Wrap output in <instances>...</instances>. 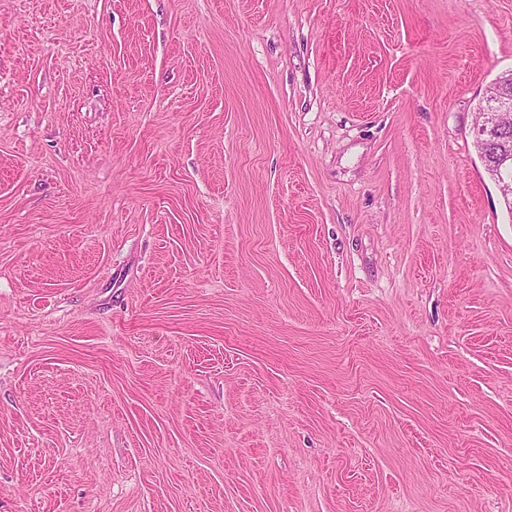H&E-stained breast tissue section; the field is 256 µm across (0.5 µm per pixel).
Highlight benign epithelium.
Returning a JSON list of instances; mask_svg holds the SVG:
<instances>
[{
    "label": "benign epithelium",
    "mask_w": 512,
    "mask_h": 512,
    "mask_svg": "<svg viewBox=\"0 0 512 512\" xmlns=\"http://www.w3.org/2000/svg\"><path fill=\"white\" fill-rule=\"evenodd\" d=\"M512 112V95L500 92L489 102L481 106L480 120L475 130L476 144L479 152H495L493 166L485 168L486 173L498 187L512 185V151L498 145L508 138L509 131L502 125V117Z\"/></svg>",
    "instance_id": "1"
}]
</instances>
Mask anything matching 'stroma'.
I'll list each match as a JSON object with an SVG mask.
<instances>
[{
    "instance_id": "obj_1",
    "label": "stroma",
    "mask_w": 512,
    "mask_h": 512,
    "mask_svg": "<svg viewBox=\"0 0 512 512\" xmlns=\"http://www.w3.org/2000/svg\"><path fill=\"white\" fill-rule=\"evenodd\" d=\"M512 0H0V512H512ZM505 112H512V96L510 93L500 92L496 97L481 106L480 120L475 130L476 144L479 148V157L495 149V162L491 167H485L486 173L499 187L512 185V152L504 149V145L498 146V141L508 139V130L502 125V117ZM483 157V158H484Z\"/></svg>"
}]
</instances>
